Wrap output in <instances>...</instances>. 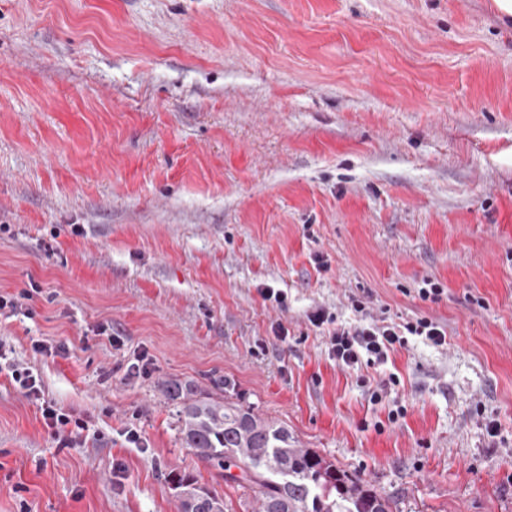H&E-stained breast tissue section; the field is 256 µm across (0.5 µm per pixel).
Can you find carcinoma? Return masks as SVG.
Returning <instances> with one entry per match:
<instances>
[{
    "label": "carcinoma",
    "mask_w": 512,
    "mask_h": 512,
    "mask_svg": "<svg viewBox=\"0 0 512 512\" xmlns=\"http://www.w3.org/2000/svg\"><path fill=\"white\" fill-rule=\"evenodd\" d=\"M165 394L181 404L185 447L224 471V482L251 489L258 512H397L395 500L298 447L288 426L178 381ZM173 483L183 512H225L224 500L194 478Z\"/></svg>",
    "instance_id": "carcinoma-1"
}]
</instances>
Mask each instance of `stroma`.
<instances>
[{
  "label": "stroma",
  "instance_id": "35a3bbf8",
  "mask_svg": "<svg viewBox=\"0 0 512 512\" xmlns=\"http://www.w3.org/2000/svg\"><path fill=\"white\" fill-rule=\"evenodd\" d=\"M0 296V364L40 388L0 375V512H180L174 471L255 512L184 447L172 381L287 423L401 512H512V21L0 0ZM354 297L447 345L341 368L309 316L351 321ZM362 375L399 383L375 403Z\"/></svg>",
  "mask_w": 512,
  "mask_h": 512
}]
</instances>
